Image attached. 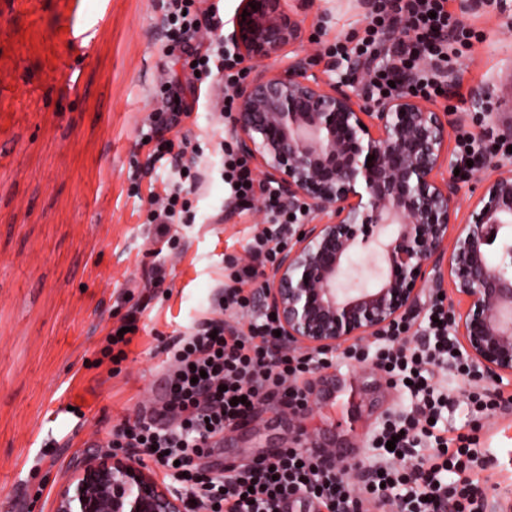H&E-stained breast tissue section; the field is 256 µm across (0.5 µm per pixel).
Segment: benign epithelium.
Masks as SVG:
<instances>
[{
	"instance_id": "benign-epithelium-1",
	"label": "benign epithelium",
	"mask_w": 512,
	"mask_h": 512,
	"mask_svg": "<svg viewBox=\"0 0 512 512\" xmlns=\"http://www.w3.org/2000/svg\"><path fill=\"white\" fill-rule=\"evenodd\" d=\"M284 0H240L224 42L256 64L235 88L238 154L288 207L305 214L258 298L288 346L334 350L409 321L420 293L450 303L469 361L491 379L512 376V161L484 160L455 235L461 178L448 149V115L399 79L372 98L371 64L332 81L303 42ZM289 54H284L285 48ZM372 162H367V158ZM373 261L351 264L368 244ZM371 280L368 287L365 282ZM180 493L126 457L92 453L74 467L55 512H184Z\"/></svg>"
}]
</instances>
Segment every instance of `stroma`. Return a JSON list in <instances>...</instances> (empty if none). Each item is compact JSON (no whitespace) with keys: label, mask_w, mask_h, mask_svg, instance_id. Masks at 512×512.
<instances>
[{"label":"stroma","mask_w":512,"mask_h":512,"mask_svg":"<svg viewBox=\"0 0 512 512\" xmlns=\"http://www.w3.org/2000/svg\"><path fill=\"white\" fill-rule=\"evenodd\" d=\"M284 7L305 40L328 45L362 36L369 22L366 0ZM451 9L478 36L448 72L458 95L436 103L477 138L504 134L512 91L488 113L473 93L512 73V0H452ZM162 18V0H0V512H54L74 462L164 396L163 342L208 309L226 258L244 256L264 221L254 206H226L218 144L232 141L231 121L199 103L184 128L208 145L195 221L179 226L184 251L167 258L164 282L146 287L155 257L129 174L146 159L140 129L170 66ZM136 305L139 331L116 374L100 349ZM303 387V413L266 401L217 439L212 461L357 442L368 456L375 429L411 406L371 364L341 357L305 374ZM446 417L448 428L477 431L489 456L479 473L486 502L512 506V407L487 418L452 407Z\"/></svg>","instance_id":"35a3bbf8"}]
</instances>
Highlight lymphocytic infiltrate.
I'll list each match as a JSON object with an SVG mask.
<instances>
[{
    "instance_id": "f902f5d3",
    "label": "lymphocytic infiltrate",
    "mask_w": 512,
    "mask_h": 512,
    "mask_svg": "<svg viewBox=\"0 0 512 512\" xmlns=\"http://www.w3.org/2000/svg\"><path fill=\"white\" fill-rule=\"evenodd\" d=\"M371 23L355 46L361 56L384 54L387 66L375 67L369 83L375 94L390 93L397 71L416 72L415 93L429 97L442 92L441 74L457 47L471 37L470 29L448 9V0H369ZM163 24L171 50L184 54V73L169 71L160 87L161 106L142 136L145 165L135 167L132 192L156 163L176 168L175 181L150 192L147 237L155 256L174 249L175 224H190V196L202 173L196 162L201 145H188L181 129L192 119V99L201 90L215 91L216 106L234 108L232 88L245 75L224 53L219 31L224 20L205 0H164ZM403 24L404 39L385 45L382 37ZM193 160H186V150ZM222 177L231 204L259 202L265 227L255 232L246 258L232 260L218 282L206 314L162 346L166 356L168 391L149 411L138 413L112 432L108 448H123L134 457L152 459L171 487L181 493L186 512H285L286 505L306 512H483L475 468L481 466L472 438L448 437L436 425L455 396L440 392L432 380L447 363L466 371L458 352L448 311L431 303L411 344L407 325L389 329L388 337L372 347L351 346L346 358L372 361L381 372L408 383L411 410L388 419L376 431V453L363 479L353 480L352 466L335 452L316 448H285L236 469L208 464L215 439L248 417L260 405L280 398L291 411L307 404L303 374L332 366L324 352L296 353L275 335V316L256 311V279L261 268L275 264L288 243V227L301 217L288 212L276 188L252 175L223 145ZM394 449H387V441Z\"/></svg>"
}]
</instances>
